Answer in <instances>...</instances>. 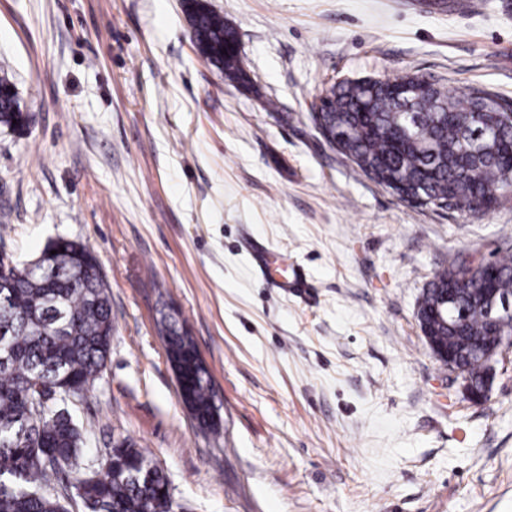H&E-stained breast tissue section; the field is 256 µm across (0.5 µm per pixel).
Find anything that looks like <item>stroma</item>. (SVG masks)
Masks as SVG:
<instances>
[{
  "instance_id": "1",
  "label": "stroma",
  "mask_w": 512,
  "mask_h": 512,
  "mask_svg": "<svg viewBox=\"0 0 512 512\" xmlns=\"http://www.w3.org/2000/svg\"><path fill=\"white\" fill-rule=\"evenodd\" d=\"M205 2L254 90L201 58L184 0H0V76L31 117L0 127V251L81 242L112 293L111 353L75 408L81 470L125 438L175 512H512V352L470 402L416 317L438 270L512 235V195L483 216L409 205L311 117L347 77L512 99V0ZM250 242L305 287L281 292ZM165 305L219 392L218 433L181 402Z\"/></svg>"
}]
</instances>
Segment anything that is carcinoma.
<instances>
[{"mask_svg":"<svg viewBox=\"0 0 512 512\" xmlns=\"http://www.w3.org/2000/svg\"><path fill=\"white\" fill-rule=\"evenodd\" d=\"M200 56L228 82L252 88L237 31L203 0L186 4ZM322 127L339 152L378 183L410 189L420 206L484 215L512 193V100L480 85L449 90L416 73L345 78L326 90ZM28 126L14 85L0 79V127ZM55 254H50V251ZM41 267L6 265L0 288V512H64L43 488L67 474L81 485L92 512H173L162 470L124 439L102 457L100 477L85 482L76 466L83 433L54 397L62 387L83 399L112 349V300L95 255L67 239L49 243ZM492 279L482 270H439L418 298L416 317L431 349L451 353L471 386L483 383L481 357L467 346L512 344V312L493 313L482 293L512 299V238L501 237ZM456 289L438 313L442 291ZM161 335L183 347L184 324L161 313ZM199 413L215 392L206 369L190 372ZM45 407L32 423L34 404Z\"/></svg>","mask_w":512,"mask_h":512,"instance_id":"1","label":"carcinoma"}]
</instances>
